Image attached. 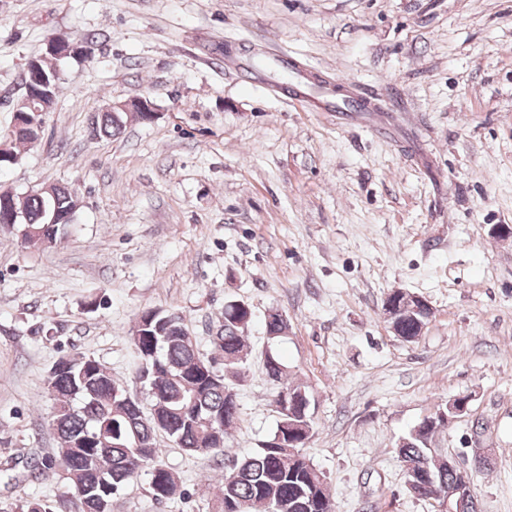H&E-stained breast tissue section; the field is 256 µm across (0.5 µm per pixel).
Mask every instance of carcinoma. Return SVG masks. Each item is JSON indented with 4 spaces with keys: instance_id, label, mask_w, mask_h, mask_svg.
Returning a JSON list of instances; mask_svg holds the SVG:
<instances>
[{
    "instance_id": "obj_1",
    "label": "carcinoma",
    "mask_w": 512,
    "mask_h": 512,
    "mask_svg": "<svg viewBox=\"0 0 512 512\" xmlns=\"http://www.w3.org/2000/svg\"><path fill=\"white\" fill-rule=\"evenodd\" d=\"M123 113L102 114L94 131L115 136L123 127ZM33 230H45L53 245L65 233V224L45 223L44 212L57 209L70 213L72 196L58 191L54 198L26 195L16 198ZM431 311L400 313L396 332L411 342L421 334ZM251 319L233 303L224 306L212 342L222 357L223 380L198 379L193 368L202 357L196 337L185 318L170 311L148 309L140 315L130 336L134 365L150 366L145 382L148 402L129 397L112 379V370L93 356L65 357L67 369L52 367L48 391L53 400L50 425L57 438L56 454L45 459L29 458L28 477L38 480L50 473L66 480L72 489L71 512H110L112 496L142 470L151 476V490L158 501L183 496L181 486L162 460L158 432H165L178 448L199 456H224V434L238 419L237 386L248 360L243 336ZM268 343L283 337L284 326L276 316L265 318ZM267 376L277 385L273 403L287 402L289 429L282 431V445H265L253 454L221 462L218 503L230 512H333L326 477L302 448L288 441L302 439L301 431L314 432L309 411V388L288 382V366L269 352L265 355ZM443 412L430 415L431 422L404 437L397 449L406 491L419 499L437 500L460 483L458 471L448 468V453L436 447L437 433L448 426ZM3 512H53L42 500H22Z\"/></svg>"
}]
</instances>
